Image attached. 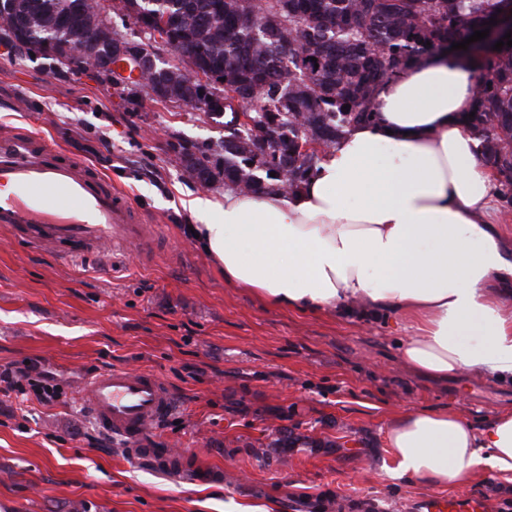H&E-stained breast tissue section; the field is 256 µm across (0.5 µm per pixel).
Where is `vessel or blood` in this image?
<instances>
[{"mask_svg": "<svg viewBox=\"0 0 512 512\" xmlns=\"http://www.w3.org/2000/svg\"><path fill=\"white\" fill-rule=\"evenodd\" d=\"M0 226L35 249L66 244L70 259L137 247L147 234L145 216L93 165L12 130L0 132ZM82 403L99 429L125 440L134 453L169 456L155 432L178 402L156 374L99 372ZM421 512H486V504L477 495L433 497Z\"/></svg>", "mask_w": 512, "mask_h": 512, "instance_id": "vessel-or-blood-1", "label": "vessel or blood"}]
</instances>
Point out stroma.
<instances>
[{"label":"stroma","mask_w":512,"mask_h":512,"mask_svg":"<svg viewBox=\"0 0 512 512\" xmlns=\"http://www.w3.org/2000/svg\"><path fill=\"white\" fill-rule=\"evenodd\" d=\"M94 165L157 229L151 249L72 261L0 232V367L37 365L59 391L45 404L0 389V512H417L432 496L512 502V473L465 488L396 477V416L453 408L473 425L512 405V383L436 380L397 354L401 323L364 304L321 315L272 308L228 284L182 230L178 151L216 145L223 117L128 93L42 56L0 49V130ZM147 370L179 408L159 437L215 471L161 469L103 437L79 397L88 377Z\"/></svg>","instance_id":"35a3bbf8"}]
</instances>
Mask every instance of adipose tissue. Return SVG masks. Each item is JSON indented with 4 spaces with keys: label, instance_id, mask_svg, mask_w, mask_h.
<instances>
[{
    "label": "adipose tissue",
    "instance_id": "1",
    "mask_svg": "<svg viewBox=\"0 0 512 512\" xmlns=\"http://www.w3.org/2000/svg\"><path fill=\"white\" fill-rule=\"evenodd\" d=\"M480 76L449 53L383 85L372 123L330 149L296 194L185 202L196 246L268 305L320 313L362 301L396 317L400 356L435 378L512 381V232L461 116ZM398 476L459 487L512 472V409L481 426L453 409L396 417Z\"/></svg>",
    "mask_w": 512,
    "mask_h": 512
}]
</instances>
